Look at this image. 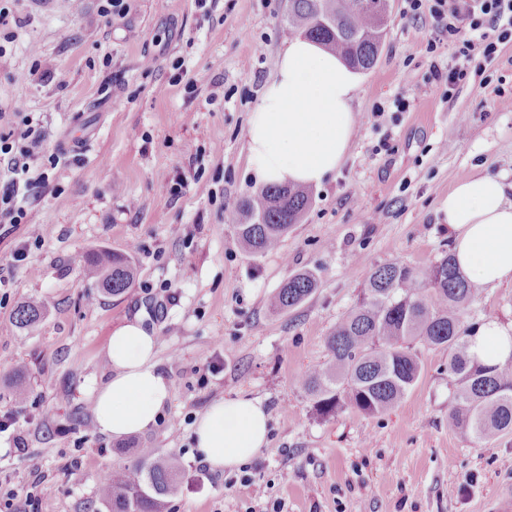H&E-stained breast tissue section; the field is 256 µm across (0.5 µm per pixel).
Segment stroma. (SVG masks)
<instances>
[{"instance_id":"35a3bbf8","label":"stroma","mask_w":512,"mask_h":512,"mask_svg":"<svg viewBox=\"0 0 512 512\" xmlns=\"http://www.w3.org/2000/svg\"><path fill=\"white\" fill-rule=\"evenodd\" d=\"M403 6L392 0L379 59L360 74L343 164L312 187L280 249L254 256L235 214L257 192L244 131L289 37V0H55L49 12L0 0V135L20 140L28 117L41 132L27 216L0 223V496L36 482L18 438L55 488L37 512H98L104 476L170 452L184 465L170 512H265L245 476L268 485L280 512H489L512 490V435L477 442L448 422L447 351L421 349V378L377 417L317 418L300 384L375 267L424 269L451 251L444 204L461 180L512 182V40L485 82L449 98L429 78L431 61L450 63L448 41ZM102 249L137 269L123 295L100 294L86 271ZM299 271L315 274L314 294L271 313L269 297ZM28 299L45 313L23 328ZM137 317L158 338L172 398L151 429L113 439L93 426L90 390L111 377L112 332ZM489 319L512 329L511 283L462 313L468 325ZM223 398L260 401L268 436L244 467L218 473L200 467L193 426Z\"/></svg>"}]
</instances>
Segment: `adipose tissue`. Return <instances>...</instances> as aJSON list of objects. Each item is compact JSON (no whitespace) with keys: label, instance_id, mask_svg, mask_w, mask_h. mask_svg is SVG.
I'll return each mask as SVG.
<instances>
[{"label":"adipose tissue","instance_id":"adipose-tissue-1","mask_svg":"<svg viewBox=\"0 0 512 512\" xmlns=\"http://www.w3.org/2000/svg\"><path fill=\"white\" fill-rule=\"evenodd\" d=\"M359 76L342 58L296 36L277 56L245 131L250 168L257 184L318 185L342 165L356 119L351 102ZM499 178L472 176L448 194L445 210L453 252L472 282L493 287L512 281V201ZM469 352L482 363L512 361V331L482 323ZM110 380L93 392V419L100 433L120 438L153 426L171 400L159 367L157 338L134 320L108 341ZM268 416L261 402H214L199 418L196 448L211 470L247 462L267 441Z\"/></svg>","mask_w":512,"mask_h":512}]
</instances>
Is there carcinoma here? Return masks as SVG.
Here are the masks:
<instances>
[{"instance_id": "carcinoma-1", "label": "carcinoma", "mask_w": 512, "mask_h": 512, "mask_svg": "<svg viewBox=\"0 0 512 512\" xmlns=\"http://www.w3.org/2000/svg\"><path fill=\"white\" fill-rule=\"evenodd\" d=\"M288 29L321 43L359 71L377 62L387 36L384 17L365 9L362 0H289ZM311 203L309 190L270 185L238 206L237 234L253 256L276 249ZM87 271L100 291L124 294L135 275L127 257L99 251L87 259ZM310 271L288 277L270 300L275 312L304 303L316 290ZM478 288L453 254L425 270L400 262L374 268L353 307L336 323L327 340L329 360L311 367L301 383L320 418L347 408L367 416L395 408L417 383L423 367L418 346L448 351V376L455 386L449 423L482 442L512 434V364L485 366L471 360L462 309ZM41 303L27 301L16 312L22 327L37 323ZM180 457H143L106 477L99 490L105 512H169L168 499L179 486Z\"/></svg>"}]
</instances>
